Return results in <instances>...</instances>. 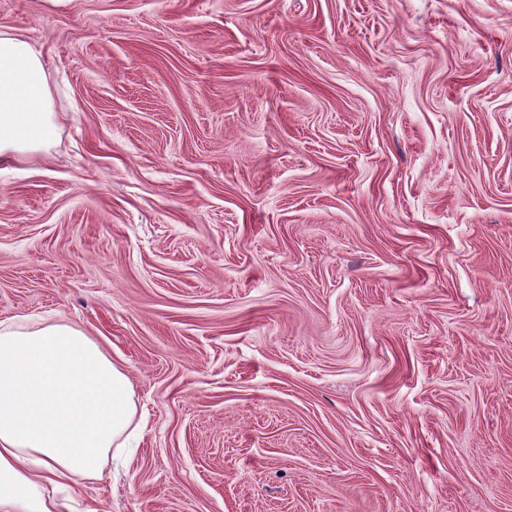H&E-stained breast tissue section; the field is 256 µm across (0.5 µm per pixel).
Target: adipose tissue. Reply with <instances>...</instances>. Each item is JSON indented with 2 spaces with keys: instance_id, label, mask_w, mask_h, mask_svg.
<instances>
[{
  "instance_id": "obj_1",
  "label": "adipose tissue",
  "mask_w": 512,
  "mask_h": 512,
  "mask_svg": "<svg viewBox=\"0 0 512 512\" xmlns=\"http://www.w3.org/2000/svg\"><path fill=\"white\" fill-rule=\"evenodd\" d=\"M40 52L0 31V158L55 135ZM137 407L128 375L82 330L0 323V512H60L59 492L98 478Z\"/></svg>"
}]
</instances>
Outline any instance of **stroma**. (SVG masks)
Segmentation results:
<instances>
[{"label": "stroma", "instance_id": "1", "mask_svg": "<svg viewBox=\"0 0 512 512\" xmlns=\"http://www.w3.org/2000/svg\"><path fill=\"white\" fill-rule=\"evenodd\" d=\"M48 148L0 322L130 378L100 512H512V0H0Z\"/></svg>", "mask_w": 512, "mask_h": 512}]
</instances>
